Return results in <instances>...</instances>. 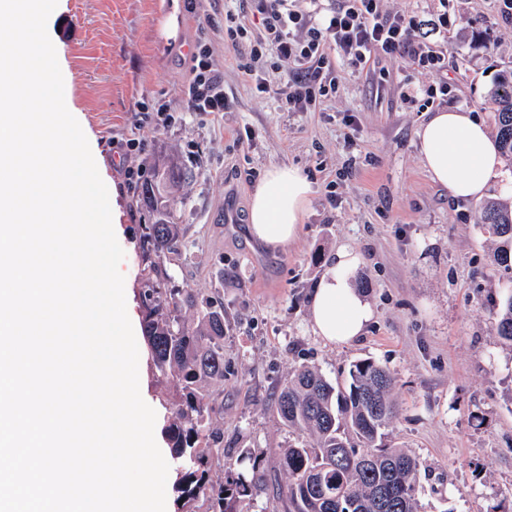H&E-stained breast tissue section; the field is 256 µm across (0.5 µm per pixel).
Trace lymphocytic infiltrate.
I'll return each mask as SVG.
<instances>
[{
    "mask_svg": "<svg viewBox=\"0 0 512 512\" xmlns=\"http://www.w3.org/2000/svg\"><path fill=\"white\" fill-rule=\"evenodd\" d=\"M248 9L224 13V40L238 50V68L257 95L276 94L285 112H312L336 93V62L364 68L378 53L409 55L421 69L438 71L445 56L422 50L423 23L391 14L382 0H246ZM210 15L198 18L187 79L178 89L186 111H225L224 73L215 68Z\"/></svg>",
    "mask_w": 512,
    "mask_h": 512,
    "instance_id": "1",
    "label": "lymphocytic infiltrate"
}]
</instances>
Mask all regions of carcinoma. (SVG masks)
<instances>
[{
	"label": "carcinoma",
	"instance_id": "1",
	"mask_svg": "<svg viewBox=\"0 0 512 512\" xmlns=\"http://www.w3.org/2000/svg\"><path fill=\"white\" fill-rule=\"evenodd\" d=\"M497 137L512 157V80L490 96ZM482 227L501 240L495 262L512 280V209L491 206ZM184 247L178 225L159 219L145 225L140 239V297L149 357L155 372L175 379L181 390L164 433L172 448L182 512H232V504L252 495L262 481L260 459L247 449L240 461L250 467L227 482L212 480L224 458V433L216 427L224 407L209 386L224 381V300L203 301L190 288H169L166 263ZM196 311L198 323L183 318ZM496 335L512 346V291L493 303ZM346 389L334 386L316 366L301 365L288 376L275 403L284 426L307 434L284 449L280 467L288 474L280 494L292 512H417V459L385 442L393 410L390 370L361 360L349 370Z\"/></svg>",
	"mask_w": 512,
	"mask_h": 512
}]
</instances>
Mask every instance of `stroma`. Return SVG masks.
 I'll return each mask as SVG.
<instances>
[{"label": "stroma", "instance_id": "1", "mask_svg": "<svg viewBox=\"0 0 512 512\" xmlns=\"http://www.w3.org/2000/svg\"><path fill=\"white\" fill-rule=\"evenodd\" d=\"M62 4L47 29L96 139L97 168L115 193L127 310L139 323L143 264L136 251L150 217L121 170L142 168L151 178L166 174L173 161L184 173L163 186L187 244L167 265L170 285L224 299V380L210 388L224 406V465L212 477H233L245 448L256 449L266 473L264 485L236 502L234 512L288 510L276 490L288 483L279 456L293 435L274 399L289 373L313 364L344 388L351 365L364 359L394 377L396 414L386 433L420 463V512H512V348L495 334L490 310L512 280L498 271L497 241L479 224L486 202L512 201V162L504 161L487 199L449 200L420 162L415 132L425 109L404 98L407 89L444 82L448 98L434 109L461 106L493 123L488 93L512 73V16L500 0H384L386 11L422 20L447 15V30L422 41L446 55L444 70L424 71L383 54L357 73L340 65L335 98L313 112H284L276 95L254 94L224 44L223 0H202L213 18V59L224 70L229 109L206 118L181 112L169 127L147 122L135 131L131 112L173 99L185 80L194 14L172 13L171 0ZM131 134L145 142V152L118 154L112 138ZM288 164L308 174L313 195L299 238L272 252L248 236V209L264 173ZM230 204L238 216L233 225L222 219ZM343 242L363 256L356 283L375 317L365 336L333 347L313 333L308 304ZM135 337L141 395L164 415L179 388L155 375L143 329Z\"/></svg>", "mask_w": 512, "mask_h": 512}]
</instances>
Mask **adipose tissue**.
<instances>
[{
  "instance_id": "ef3b65f1",
  "label": "adipose tissue",
  "mask_w": 512,
  "mask_h": 512,
  "mask_svg": "<svg viewBox=\"0 0 512 512\" xmlns=\"http://www.w3.org/2000/svg\"><path fill=\"white\" fill-rule=\"evenodd\" d=\"M416 136L426 172L447 190L450 199L483 197L500 172L498 143L471 110L457 107L429 113ZM312 194V184L300 168L271 167L252 194L248 211L252 239L272 250L295 241ZM362 262L361 254L351 245H337L310 296L312 331L327 344L355 342L374 316L370 301L354 283Z\"/></svg>"
}]
</instances>
